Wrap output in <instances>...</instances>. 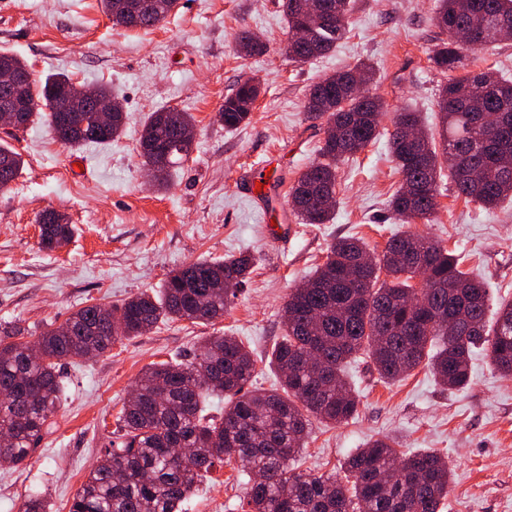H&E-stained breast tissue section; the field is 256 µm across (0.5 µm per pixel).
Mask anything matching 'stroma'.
Returning a JSON list of instances; mask_svg holds the SVG:
<instances>
[{"mask_svg":"<svg viewBox=\"0 0 512 512\" xmlns=\"http://www.w3.org/2000/svg\"><path fill=\"white\" fill-rule=\"evenodd\" d=\"M434 8L435 0H354L349 32L335 50L300 63L286 53L281 0H179L176 13L152 29L113 26L99 0H0V50L25 60L38 79L64 71L81 86H111L128 115L125 135L78 149L39 123L13 134L0 128V142L25 161L11 189L0 192V327L35 337L84 305L114 308L157 293L183 264L245 251L257 258L224 317L165 322L103 354L63 361L56 430L23 465L0 464V512H19L36 492L52 512H68L112 438L104 421L114 420L141 372L188 356L206 337H237L256 361L250 390L276 388L269 355L283 304L334 239L359 237L379 251L406 231L432 237L485 284L492 304L512 300V203L483 209L458 198L445 179L432 220L404 224L387 206L401 177L383 137L340 164L333 221L303 224L292 215L289 231L274 239L263 222L266 207L288 208L290 186L318 157L326 126L307 118L304 102L320 78L369 61L376 69L369 91L385 116L410 107L439 132L436 93L445 78L428 60L441 37L430 21ZM244 28L268 42L265 55L237 54ZM249 78L262 87L251 119L226 130L217 114ZM163 106L192 113L196 137L189 160L160 190L140 164L138 139L144 117ZM270 156L283 164L274 199L244 194L242 176ZM46 210L65 213L75 226L71 242L53 253L39 248ZM471 369L470 385L451 392L425 367L384 382L360 356L348 367L356 418L313 421L295 468L342 473L347 456L388 435L403 453L433 451L447 460L445 512H512V377L499 375L482 352ZM244 484L228 466L208 473L186 512H248Z\"/></svg>","mask_w":512,"mask_h":512,"instance_id":"1","label":"stroma"}]
</instances>
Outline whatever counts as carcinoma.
Returning a JSON list of instances; mask_svg holds the SVG:
<instances>
[{"label":"carcinoma","mask_w":512,"mask_h":512,"mask_svg":"<svg viewBox=\"0 0 512 512\" xmlns=\"http://www.w3.org/2000/svg\"><path fill=\"white\" fill-rule=\"evenodd\" d=\"M116 26L147 28L164 22L179 0H100ZM301 0H282L288 41L296 62L330 53L347 32L352 0H321L323 14L311 19ZM512 27V0H438L432 24L446 35L430 62L441 72L459 67L464 54L499 41L493 27ZM296 29L309 38L293 39ZM472 38L461 42L459 31ZM245 57L267 52L249 30L237 37ZM0 71L24 78L20 88L0 86V111L13 110L26 129L43 122L57 140L71 146L107 144L125 133L126 112L106 85L83 100L65 74L41 82L17 55L0 51ZM375 69L369 63L339 70L315 83L305 112L326 123L320 160L307 166L289 196L305 224H327L336 205L338 164L384 134L402 186L389 209L404 221L434 215L442 163L457 196L495 209L512 199V81L480 69L451 78L436 100L442 119L441 147L418 112L403 108L391 126L379 129L381 102L369 93ZM260 87L253 79L224 98L218 120L234 130L250 120ZM115 104L111 121L99 129L97 101ZM194 117L161 107L142 124V165L159 186L190 156L179 143ZM24 167L13 149L0 145V191L10 189ZM39 247L54 252L73 238L67 215L46 210L39 217ZM255 257L248 252L197 260L172 270L159 295L141 293L113 311L87 304L65 323L49 325L27 353L28 341L15 330L0 336V432L13 441L0 447V463L20 466L49 433L62 406L60 361L101 354L112 344L141 336L162 321L212 322L249 279ZM422 278L419 288L411 280ZM284 302L282 336L271 363L280 388L248 391L255 371L252 352L231 335L209 336L190 359L156 362L139 376L134 396L115 418V439L73 497L69 512H181L198 479L215 466L234 464L247 474L244 493L250 512H442L451 471L434 452L403 455L392 437L367 442L344 469L347 486L334 475H311L292 467L305 448L310 418L341 424L357 412L358 399L346 369L358 355L371 360L380 378L400 381L415 369H431L450 390L470 385L475 351L488 353L494 369L512 376V300L488 318L482 281L460 269L459 260L436 240L415 233L392 236L379 254L357 237L338 238L326 261ZM224 393V412L207 410V394Z\"/></svg>","instance_id":"1"}]
</instances>
